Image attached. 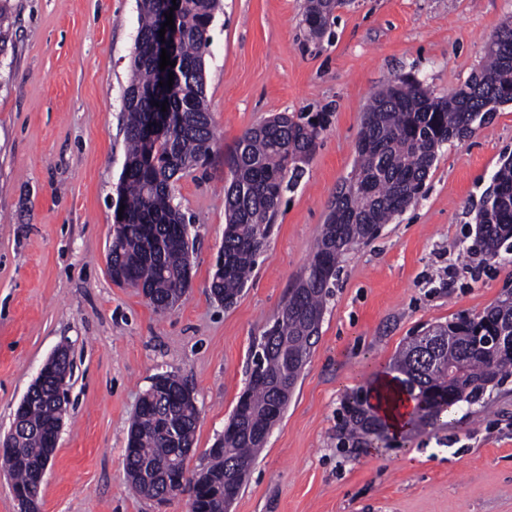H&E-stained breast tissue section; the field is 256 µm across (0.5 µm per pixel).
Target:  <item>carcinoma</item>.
Returning a JSON list of instances; mask_svg holds the SVG:
<instances>
[{"label":"carcinoma","mask_w":512,"mask_h":512,"mask_svg":"<svg viewBox=\"0 0 512 512\" xmlns=\"http://www.w3.org/2000/svg\"><path fill=\"white\" fill-rule=\"evenodd\" d=\"M162 8L163 0H138L140 23L123 92L128 149L116 203L124 206L125 227L112 238L108 266L111 276L122 275L128 286L142 288L154 311L165 314L177 304V285L190 269L188 224L173 203L175 183L206 160L214 138L204 100V55L219 0H180L171 89L158 85L153 65L150 35ZM333 16L327 0H307L308 36L322 39ZM486 56V66L446 98H434L422 83L403 77L372 97L358 139L353 191L342 187L337 192L308 264L317 275L299 276L275 318L264 364L267 381L247 383L244 410L222 435L224 456L208 449L210 462L192 475L191 512H224V478L255 461L265 445L263 435L282 418L289 399L283 388L293 390L313 352L331 285L348 251L418 201L443 145L470 136L512 102V21L490 38ZM325 128L321 112L279 113L236 143L228 159L231 180L224 187V264L215 267L210 283L211 295L224 306L234 305L246 287L269 244L285 179L301 170ZM475 220L477 232L467 252L486 263L498 260L512 239V157L502 158ZM477 319L488 325L491 335L508 340L512 295ZM392 370L400 391L416 400L420 422L435 425L452 406L473 404L488 387L503 385L512 377V357L468 338L452 321L412 337L395 356ZM187 389V382L167 374L162 387L148 389L140 399L125 466L131 484L146 497L160 498L172 485L175 469H186L199 417L196 406L184 399ZM51 390L47 381L35 391L18 455L0 464L20 487L53 454L59 413L45 399ZM382 435L367 397H350L339 424L338 447L346 451L369 436L378 440Z\"/></svg>","instance_id":"cac0c4a2"}]
</instances>
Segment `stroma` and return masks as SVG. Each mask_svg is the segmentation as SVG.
<instances>
[{"label": "stroma", "mask_w": 512, "mask_h": 512, "mask_svg": "<svg viewBox=\"0 0 512 512\" xmlns=\"http://www.w3.org/2000/svg\"><path fill=\"white\" fill-rule=\"evenodd\" d=\"M10 5L12 38L0 52V435L68 345L69 411L40 512H190L188 494L150 499L127 479L141 396L164 373L192 387L199 421L186 466L200 471L246 386L254 343L354 174L367 103L398 76L453 93L484 66L512 0H352L319 41L307 36L306 0H222L205 55L215 144L175 191L190 222L192 283L164 315L108 271L137 0ZM280 112H324L329 122L227 308L209 291L231 179L224 157ZM509 153L512 105L444 145L419 200L344 257L312 357L230 512H512V379L453 406L442 424L347 452L336 440L344 400L372 389L411 336L480 314L512 287V251L495 264L465 252Z\"/></svg>", "instance_id": "stroma-1"}]
</instances>
